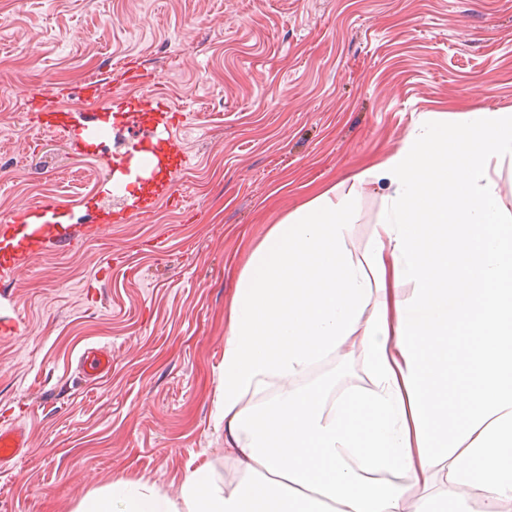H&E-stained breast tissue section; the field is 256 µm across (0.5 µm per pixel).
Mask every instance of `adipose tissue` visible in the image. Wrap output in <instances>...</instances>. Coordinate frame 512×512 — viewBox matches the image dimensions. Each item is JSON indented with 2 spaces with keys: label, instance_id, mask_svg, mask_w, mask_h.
Instances as JSON below:
<instances>
[{
  "label": "adipose tissue",
  "instance_id": "ef3b65f1",
  "mask_svg": "<svg viewBox=\"0 0 512 512\" xmlns=\"http://www.w3.org/2000/svg\"><path fill=\"white\" fill-rule=\"evenodd\" d=\"M512 108L433 114L272 225L226 310L215 423L239 478L124 476L80 512H485L512 502ZM386 202L362 256L359 188ZM413 286L401 296L402 284ZM357 355L368 385L313 381ZM496 191L506 207L512 211V160L506 158L496 174H492Z\"/></svg>",
  "mask_w": 512,
  "mask_h": 512
}]
</instances>
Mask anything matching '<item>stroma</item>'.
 <instances>
[{"instance_id": "35a3bbf8", "label": "stroma", "mask_w": 512, "mask_h": 512, "mask_svg": "<svg viewBox=\"0 0 512 512\" xmlns=\"http://www.w3.org/2000/svg\"><path fill=\"white\" fill-rule=\"evenodd\" d=\"M137 61L150 85L121 81ZM99 114L151 90L164 108L116 119L83 148L41 136L25 101L47 87ZM512 107V0H0V220L60 203L65 233L95 240L48 250L0 279V421H23L25 456L0 468V512H76L125 475L177 494L187 469L232 482L214 426L224 310L271 225L394 150L424 115ZM156 143L179 169L153 211L114 205L113 154ZM384 202L358 201L362 252ZM119 266L108 269L105 256ZM112 351L100 384L79 379L88 347Z\"/></svg>"}]
</instances>
